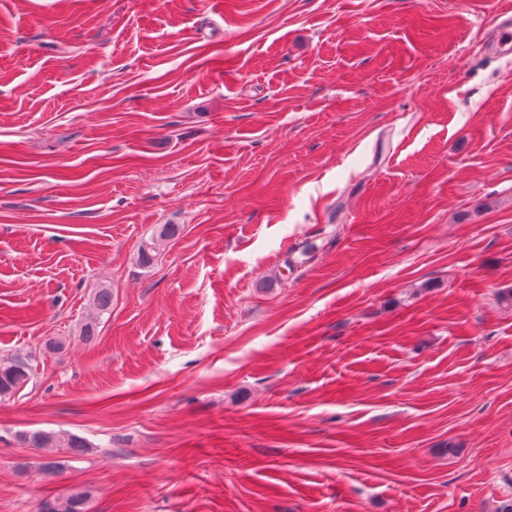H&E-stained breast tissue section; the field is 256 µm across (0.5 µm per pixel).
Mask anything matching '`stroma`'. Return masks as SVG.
Listing matches in <instances>:
<instances>
[{"mask_svg":"<svg viewBox=\"0 0 512 512\" xmlns=\"http://www.w3.org/2000/svg\"><path fill=\"white\" fill-rule=\"evenodd\" d=\"M511 5L0 0V512L512 503ZM494 40L496 49H510L512 44V14L510 9L500 10L494 17ZM31 377V369L23 358L0 360V401L11 399ZM20 439L31 448H37L46 453L53 452L57 448H68L70 451L78 453L82 448H86L80 438L56 432H25L20 435ZM88 495L83 491H72L58 498L53 505L40 512H87Z\"/></svg>","mask_w":512,"mask_h":512,"instance_id":"1","label":"stroma"}]
</instances>
